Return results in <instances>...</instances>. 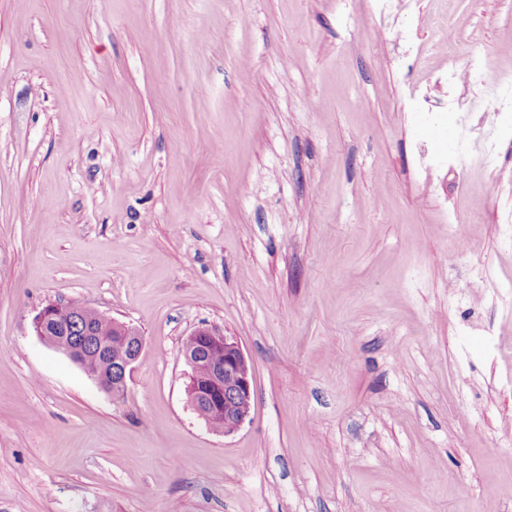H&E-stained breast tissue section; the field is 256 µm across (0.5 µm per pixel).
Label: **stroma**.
Wrapping results in <instances>:
<instances>
[{
	"label": "stroma",
	"mask_w": 512,
	"mask_h": 512,
	"mask_svg": "<svg viewBox=\"0 0 512 512\" xmlns=\"http://www.w3.org/2000/svg\"><path fill=\"white\" fill-rule=\"evenodd\" d=\"M489 77L512 0H0V512H512ZM70 299L143 335L123 397L36 335ZM204 325L252 364L230 436ZM221 344L203 350V344ZM183 356L187 365L196 368L206 364L207 386L214 401H218L220 389H224V413L216 407L213 411H195L204 421L211 417L224 415L222 433L229 436L237 432L249 417L253 402L252 365L241 344L234 336H226L223 331L213 327H198L183 343ZM219 362H208L217 361ZM208 359V360H207Z\"/></svg>",
	"instance_id": "1"
}]
</instances>
